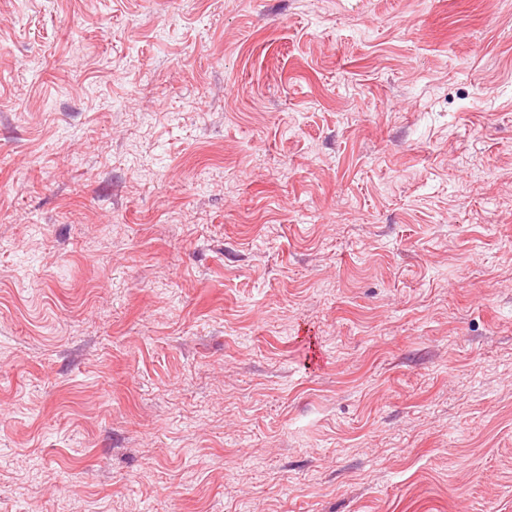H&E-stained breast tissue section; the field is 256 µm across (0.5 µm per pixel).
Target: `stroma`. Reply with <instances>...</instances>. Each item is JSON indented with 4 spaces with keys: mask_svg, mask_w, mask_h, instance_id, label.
<instances>
[{
    "mask_svg": "<svg viewBox=\"0 0 512 512\" xmlns=\"http://www.w3.org/2000/svg\"><path fill=\"white\" fill-rule=\"evenodd\" d=\"M512 512V0H0V512Z\"/></svg>",
    "mask_w": 512,
    "mask_h": 512,
    "instance_id": "obj_1",
    "label": "stroma"
}]
</instances>
